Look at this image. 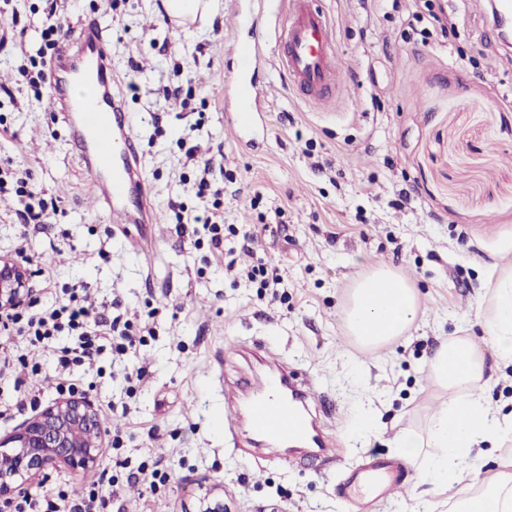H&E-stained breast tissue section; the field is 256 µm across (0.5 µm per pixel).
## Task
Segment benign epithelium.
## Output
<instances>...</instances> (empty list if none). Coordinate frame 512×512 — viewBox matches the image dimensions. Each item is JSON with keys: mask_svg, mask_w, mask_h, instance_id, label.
I'll list each match as a JSON object with an SVG mask.
<instances>
[{"mask_svg": "<svg viewBox=\"0 0 512 512\" xmlns=\"http://www.w3.org/2000/svg\"><path fill=\"white\" fill-rule=\"evenodd\" d=\"M29 276L22 263L0 257V316L29 300ZM79 434L92 443H79ZM103 436V420L87 396L72 395L45 407L0 438V502L7 503L25 492L30 480L46 478L60 466L74 471L94 467ZM194 512H224V498L213 488L197 498Z\"/></svg>", "mask_w": 512, "mask_h": 512, "instance_id": "benign-epithelium-1", "label": "benign epithelium"}]
</instances>
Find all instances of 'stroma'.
<instances>
[{"label": "stroma", "mask_w": 512, "mask_h": 512, "mask_svg": "<svg viewBox=\"0 0 512 512\" xmlns=\"http://www.w3.org/2000/svg\"><path fill=\"white\" fill-rule=\"evenodd\" d=\"M455 24L442 35L425 0H318L336 29V57L345 84L335 100L316 105L288 90L277 59L288 0H253L252 33L264 59L255 75L265 127L239 143L224 97V67L237 37L242 0H218L215 16L183 30L166 21L160 0H68L64 34L95 18L108 29L112 71L140 138L141 165L162 221L140 249L101 214L89 180L72 159L47 87L29 79L50 57L42 31L48 0H11L17 17L0 45V171L28 172L29 190L55 205L49 223L24 226L13 192L0 195V256L44 254L53 289L33 274L32 300L65 301L85 287L86 300L112 314L121 299L146 341L142 381L124 379V364L104 349L96 366H71L77 394L98 407L106 429L93 469L61 468L29 483V495L51 502L89 490L99 476L101 512H187L200 487L224 485V512H453L476 494L463 483L439 489L406 465L403 490L350 506L337 484L364 458L398 459L403 429L423 432L447 393L427 378L439 341L483 336L476 301L486 293L500 247L512 242V62L494 32L487 0H434ZM488 39L482 57L473 43ZM135 83L137 92L127 90ZM180 87L173 98L167 91ZM223 167L224 221L258 225L239 267L263 264L281 277L257 289L224 272L208 244L176 233L172 203L201 211L192 184L196 167L185 151ZM409 200H402V193ZM400 271L413 284L416 326L375 353L348 336L342 312L354 282L375 266ZM287 360L317 384L335 407L336 460L326 467L242 457L224 434V383L246 368L252 342ZM12 361L0 371V400L16 395L15 378L43 367L36 406L0 417V437L36 409L58 401L52 346L31 345L0 328ZM484 399L512 413V366L487 357ZM368 397L376 432L359 438L353 421ZM481 483L512 487V441L473 453ZM163 460L168 481L131 483L130 472Z\"/></svg>", "instance_id": "stroma-1"}]
</instances>
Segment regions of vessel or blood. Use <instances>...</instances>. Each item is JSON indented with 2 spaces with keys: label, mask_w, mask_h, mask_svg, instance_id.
Returning a JSON list of instances; mask_svg holds the SVG:
<instances>
[{
  "label": "vessel or blood",
  "mask_w": 512,
  "mask_h": 512,
  "mask_svg": "<svg viewBox=\"0 0 512 512\" xmlns=\"http://www.w3.org/2000/svg\"><path fill=\"white\" fill-rule=\"evenodd\" d=\"M289 8L281 68L290 86L306 100L328 102L344 81L334 57V25L316 0H289ZM234 56L233 128L243 137L260 121L255 83L260 49L256 42L240 39ZM113 84L104 28L97 21L80 23L76 36L62 41L51 59L49 103L63 116L68 142L90 180L95 200L126 237L142 241L149 225L159 223L160 217L150 202L139 140ZM269 367L262 390L244 404L236 402L240 385L225 387V432L242 435L256 448L304 447L312 449L320 464L334 461L335 440L326 424L312 423L306 413L307 400L316 396L313 383L291 377L284 361H270ZM400 485L392 465L373 456L346 483L343 496L350 502L376 499Z\"/></svg>",
  "instance_id": "b4317fda"
}]
</instances>
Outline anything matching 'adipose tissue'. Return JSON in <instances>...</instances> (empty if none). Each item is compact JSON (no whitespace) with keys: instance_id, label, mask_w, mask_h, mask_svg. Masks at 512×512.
Returning a JSON list of instances; mask_svg holds the SVG:
<instances>
[{"instance_id":"adipose-tissue-1","label":"adipose tissue","mask_w":512,"mask_h":512,"mask_svg":"<svg viewBox=\"0 0 512 512\" xmlns=\"http://www.w3.org/2000/svg\"><path fill=\"white\" fill-rule=\"evenodd\" d=\"M494 280L478 301L484 326L482 340L458 336L440 342L427 370L428 379L447 391L444 402L426 435L406 430L395 440L399 453L416 461L422 447L440 454L422 470V481L435 486L462 482L477 484V470L467 468L472 448L490 439L512 435V417L491 413L483 404L486 384L485 350L497 363L512 364V260L493 267ZM419 313L417 294L398 271L381 265L358 279L343 310L346 330L365 346L379 347L405 335Z\"/></svg>"}]
</instances>
